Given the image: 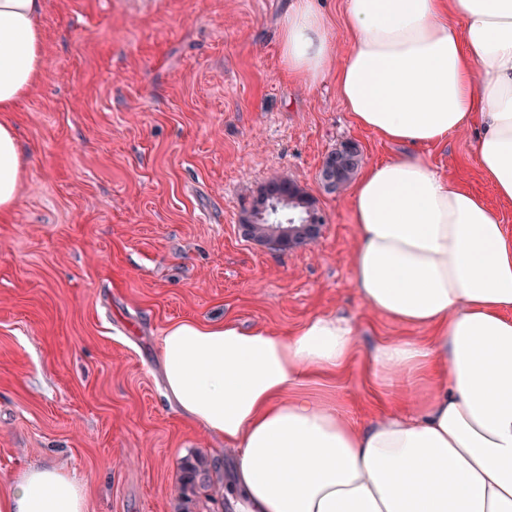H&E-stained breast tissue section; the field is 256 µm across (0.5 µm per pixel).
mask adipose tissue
<instances>
[{
    "label": "adipose tissue",
    "mask_w": 512,
    "mask_h": 512,
    "mask_svg": "<svg viewBox=\"0 0 512 512\" xmlns=\"http://www.w3.org/2000/svg\"><path fill=\"white\" fill-rule=\"evenodd\" d=\"M42 0H0V219L26 169L8 119L45 74ZM337 60L315 0H289L280 50L293 75L336 78L356 124L391 143L471 131L481 171L512 203V0H345ZM354 285L372 311L428 339H382L380 383L410 374L427 394L359 426L304 394L358 350L354 324L318 315L291 334L180 321L160 338L182 412L235 448V512H512V228L422 157L366 167L351 187ZM85 488L35 468L0 512H85Z\"/></svg>",
    "instance_id": "adipose-tissue-1"
}]
</instances>
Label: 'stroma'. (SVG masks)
Returning <instances> with one entry per match:
<instances>
[{
  "instance_id": "35a3bbf8",
  "label": "stroma",
  "mask_w": 512,
  "mask_h": 512,
  "mask_svg": "<svg viewBox=\"0 0 512 512\" xmlns=\"http://www.w3.org/2000/svg\"><path fill=\"white\" fill-rule=\"evenodd\" d=\"M288 0H43L45 74L10 118L28 164L0 222V491L33 467L86 489V512H177L181 463L221 465L194 512H227L234 449L168 398L159 339L169 324L230 321L288 333L307 318L351 319L362 347L333 384L357 424L392 405L367 350L427 337L367 308L350 260L349 191L325 157L358 145L363 165L424 157L497 204L473 138L414 148L356 126L334 78L285 70ZM298 182L324 217L305 247L271 250L241 224L262 186Z\"/></svg>"
}]
</instances>
